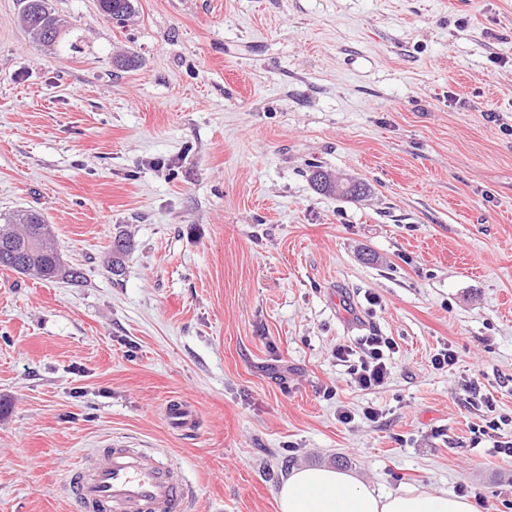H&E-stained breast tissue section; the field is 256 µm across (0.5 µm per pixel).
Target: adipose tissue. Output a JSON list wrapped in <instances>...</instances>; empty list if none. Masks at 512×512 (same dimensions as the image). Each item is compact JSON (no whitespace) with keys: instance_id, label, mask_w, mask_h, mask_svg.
<instances>
[{"instance_id":"ef3b65f1","label":"adipose tissue","mask_w":512,"mask_h":512,"mask_svg":"<svg viewBox=\"0 0 512 512\" xmlns=\"http://www.w3.org/2000/svg\"><path fill=\"white\" fill-rule=\"evenodd\" d=\"M279 512H477L466 496L378 491L351 472L313 465L290 470L277 492Z\"/></svg>"}]
</instances>
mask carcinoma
<instances>
[{
    "mask_svg": "<svg viewBox=\"0 0 512 512\" xmlns=\"http://www.w3.org/2000/svg\"><path fill=\"white\" fill-rule=\"evenodd\" d=\"M99 7L104 17L119 23L125 21L134 11L133 0H99ZM21 22L30 40L47 49L54 48L57 43L45 41L43 30L55 28L61 32L64 28V21L52 12L49 0H24ZM31 244L36 245L31 257L33 269L15 268L7 264L3 268L44 281L65 278L77 282L83 278L81 269L64 265L55 239L40 213H19L10 223L0 227V247L10 246L16 250H24ZM131 249L132 243L128 238L122 235L114 237L111 260L113 275L122 274L125 258Z\"/></svg>",
    "mask_w": 512,
    "mask_h": 512,
    "instance_id": "1",
    "label": "carcinoma"
}]
</instances>
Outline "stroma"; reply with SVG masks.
I'll list each match as a JSON object with an SVG mask.
<instances>
[{
	"label": "stroma",
	"instance_id": "stroma-1",
	"mask_svg": "<svg viewBox=\"0 0 512 512\" xmlns=\"http://www.w3.org/2000/svg\"><path fill=\"white\" fill-rule=\"evenodd\" d=\"M50 4L53 50L0 0V225L41 213L84 277L0 269V512H76L110 439L179 464L185 512H277L314 464L512 512V0ZM373 333L390 379L351 388L336 347ZM100 10L105 18L122 23L134 11L133 0H99ZM169 419L183 432L191 430L195 423L193 410L183 402H172L166 408Z\"/></svg>",
	"mask_w": 512,
	"mask_h": 512
}]
</instances>
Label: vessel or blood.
<instances>
[{
    "mask_svg": "<svg viewBox=\"0 0 512 512\" xmlns=\"http://www.w3.org/2000/svg\"><path fill=\"white\" fill-rule=\"evenodd\" d=\"M80 512H184L191 490L182 471L154 450L102 449L69 486Z\"/></svg>",
    "mask_w": 512,
    "mask_h": 512,
    "instance_id": "1",
    "label": "vessel or blood"
}]
</instances>
